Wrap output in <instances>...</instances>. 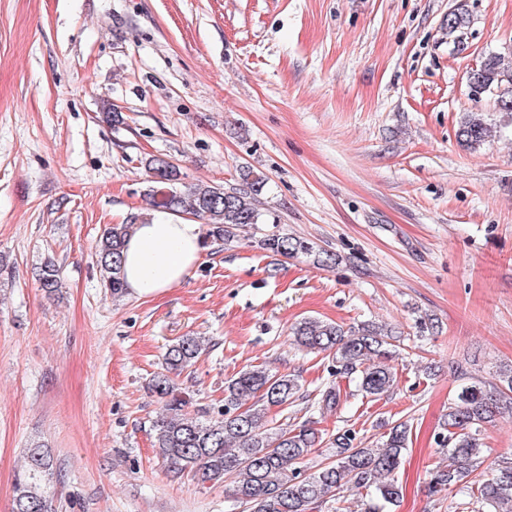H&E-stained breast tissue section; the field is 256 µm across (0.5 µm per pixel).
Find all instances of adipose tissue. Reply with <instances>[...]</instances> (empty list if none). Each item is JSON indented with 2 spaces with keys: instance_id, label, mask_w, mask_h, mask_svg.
Returning a JSON list of instances; mask_svg holds the SVG:
<instances>
[{
  "instance_id": "1",
  "label": "adipose tissue",
  "mask_w": 512,
  "mask_h": 512,
  "mask_svg": "<svg viewBox=\"0 0 512 512\" xmlns=\"http://www.w3.org/2000/svg\"><path fill=\"white\" fill-rule=\"evenodd\" d=\"M204 251L198 224L173 212H153L134 225L123 250L129 292L142 299L162 295L189 275Z\"/></svg>"
}]
</instances>
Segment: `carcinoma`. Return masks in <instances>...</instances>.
<instances>
[{"instance_id":"1","label":"carcinoma","mask_w":512,"mask_h":512,"mask_svg":"<svg viewBox=\"0 0 512 512\" xmlns=\"http://www.w3.org/2000/svg\"><path fill=\"white\" fill-rule=\"evenodd\" d=\"M469 23L467 12L454 11L448 34L463 32ZM472 78L497 97L500 111L512 112V62L491 54L472 70ZM489 134L478 112L466 113L457 131L459 141L470 148L480 146ZM148 170L156 186L145 193L147 204L154 210L197 217L214 240L228 243L241 231L265 223L258 196L266 178L249 166L241 167L239 183L229 188L203 182L180 187L179 170L163 157L151 159ZM134 221L133 216L129 223L106 227L96 246L103 286L114 300L126 293L122 254ZM257 247L286 258L312 255L320 266L336 262L335 254L288 235L262 236ZM35 278L48 298L63 287L60 268L50 259L36 267ZM292 336L298 349L332 356L335 375L355 377L367 397H380L395 384L390 365L394 336L382 328L368 324L346 331L336 323L306 318L292 328ZM203 350L198 337H179L166 349L167 373L156 375L150 385L164 408L153 424V447L171 478L190 473L202 483L222 484L225 501L244 512H318L329 502H342L347 494L361 502L363 512H391L399 506L403 486L397 474L408 447L407 424L389 428L377 448L360 446L352 429H339L327 440L308 421L274 426L268 420L270 408L294 402L301 384L297 375L262 366H250L224 382V410L218 417H194L186 412L189 399L174 387L170 375L192 367ZM340 402L341 386L334 382L322 390L318 404L334 411ZM506 414L512 415V367L499 368L493 381L475 380L461 387L448 403L437 438L448 453V464L429 470L431 494L462 491L470 484L476 512H507L503 505L512 503V461L497 464L488 478L469 481L482 463V428ZM326 442L332 460L304 472L309 456ZM55 474L49 449H27L14 486L12 512H54Z\"/></svg>"}]
</instances>
